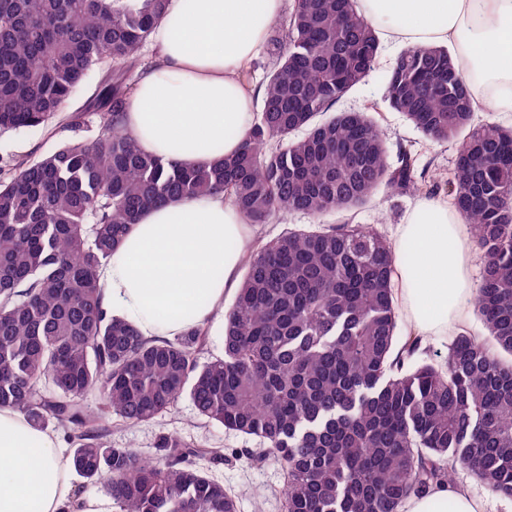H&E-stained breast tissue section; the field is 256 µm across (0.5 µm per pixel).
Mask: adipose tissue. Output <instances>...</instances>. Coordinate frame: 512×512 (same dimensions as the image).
<instances>
[{
	"instance_id": "adipose-tissue-1",
	"label": "adipose tissue",
	"mask_w": 512,
	"mask_h": 512,
	"mask_svg": "<svg viewBox=\"0 0 512 512\" xmlns=\"http://www.w3.org/2000/svg\"><path fill=\"white\" fill-rule=\"evenodd\" d=\"M287 0H167L150 34L154 54L128 96L123 127L146 153L202 166L235 156L253 118L250 64ZM358 12L390 42L445 44L468 78L474 109L512 106V0H358ZM253 243L224 195L173 200L144 211L98 271L103 306L148 338L192 322L224 352V299ZM470 255L450 201L417 200L399 227L394 300L418 336L459 330L474 300ZM0 512H108L75 503L70 460L53 432L0 408ZM406 512H486L460 483L411 498Z\"/></svg>"
}]
</instances>
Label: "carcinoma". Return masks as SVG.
<instances>
[{
    "mask_svg": "<svg viewBox=\"0 0 512 512\" xmlns=\"http://www.w3.org/2000/svg\"><path fill=\"white\" fill-rule=\"evenodd\" d=\"M166 0H0V131L47 125L96 66L100 134L4 162L0 181V408L71 445L70 466L113 512H239L197 469L224 449L158 437L165 463L106 440L171 413L266 442L284 512H403L463 473L512 498V129H469L468 80L445 48H408L384 97L425 137L459 143L452 197L485 254L474 307L487 335L460 334L442 362L397 336L393 251L355 224L289 229L253 250L224 316V357L204 365V327L146 340L106 313L98 269L129 225L173 198L232 192L246 223L357 208L382 187L417 189L415 162H388L382 130L331 109L378 68L356 0H299L241 152L209 167L145 154L121 124L129 72ZM96 392L93 409L85 404Z\"/></svg>",
    "mask_w": 512,
    "mask_h": 512,
    "instance_id": "carcinoma-1",
    "label": "carcinoma"
}]
</instances>
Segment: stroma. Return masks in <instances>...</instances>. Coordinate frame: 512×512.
Returning a JSON list of instances; mask_svg holds the SVG:
<instances>
[{
    "instance_id": "stroma-1",
    "label": "stroma",
    "mask_w": 512,
    "mask_h": 512,
    "mask_svg": "<svg viewBox=\"0 0 512 512\" xmlns=\"http://www.w3.org/2000/svg\"><path fill=\"white\" fill-rule=\"evenodd\" d=\"M380 69L357 85L338 107L342 110L362 109L367 103H378L379 112L373 120L387 137L390 155H397L400 147H407L417 158L419 193L394 194L380 190L372 200L357 210L352 221L367 224L397 242V228L404 223L408 212L419 196H432L433 186L446 183L451 178L457 157L456 142L437 143L424 137L407 121L403 113L391 108L384 98L385 76L388 68L400 53V46L381 42ZM105 71L96 67L76 89L64 112L58 113L47 126L0 133V160L26 158L38 160L58 149L67 141H82L96 137L101 130L97 115L85 113L80 125L70 123L72 115L83 111L104 76ZM179 435L186 440L205 442L222 448L224 460L209 464L208 470L225 486L241 492L240 512H283L279 498L273 490L283 484L282 471L277 458L266 451L260 439L246 437L224 428L205 423L197 417L189 399H181L175 410L155 422L139 427L113 426L108 439L115 448H135L151 460L161 459L155 441L160 435Z\"/></svg>"
}]
</instances>
